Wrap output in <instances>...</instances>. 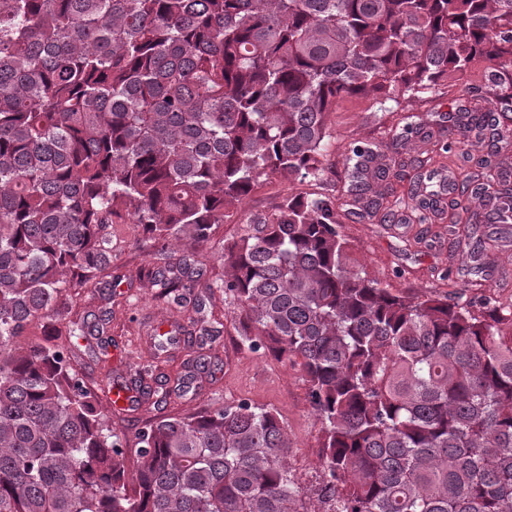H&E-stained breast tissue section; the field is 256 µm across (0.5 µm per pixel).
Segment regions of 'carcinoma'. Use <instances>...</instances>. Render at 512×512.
<instances>
[{"mask_svg":"<svg viewBox=\"0 0 512 512\" xmlns=\"http://www.w3.org/2000/svg\"><path fill=\"white\" fill-rule=\"evenodd\" d=\"M477 60L484 101L511 111L512 0H0V512H319L274 410L161 417L129 448L74 363L100 326L63 322V289L107 286L125 215L181 245L145 276L183 307L205 275L194 253L233 204L270 177L322 179L339 101L398 106ZM448 121L445 153L504 138L485 140L492 110ZM373 163L380 180L400 166L356 144L336 195L247 220L193 308L219 289L248 346L302 374L336 512H512V308L467 298L449 272L443 294L366 274L341 200L391 222ZM446 192L488 207L448 224L476 268L512 223V182L464 174ZM438 195L414 179V222ZM34 325L44 338L21 343ZM217 367L198 356L175 388ZM134 384L169 394L150 369Z\"/></svg>","mask_w":512,"mask_h":512,"instance_id":"obj_1","label":"carcinoma"}]
</instances>
